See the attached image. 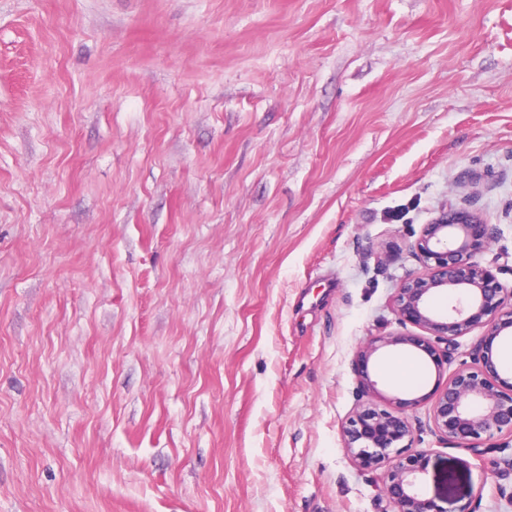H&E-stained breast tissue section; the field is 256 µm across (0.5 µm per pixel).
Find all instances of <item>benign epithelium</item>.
<instances>
[{
  "mask_svg": "<svg viewBox=\"0 0 512 512\" xmlns=\"http://www.w3.org/2000/svg\"><path fill=\"white\" fill-rule=\"evenodd\" d=\"M493 229L463 207L441 210L425 225L414 248L423 272L406 280L393 301L396 321L415 333L370 337L353 361L364 393L371 403L357 406L342 426L347 452L362 469L386 468L382 493L393 512H443L422 497L417 485L428 472L429 459L412 450L421 422L410 410L425 397H388L387 408L373 400L383 397L371 378L369 362L381 349L412 348L431 359L438 375L451 358L457 339L481 328L483 336L469 351L470 364L456 370L433 392L432 423L443 444L473 447L495 437H512V380H504L492 357L495 340L512 331V289L488 268L474 261L487 249ZM449 290L463 296L451 313L437 310L432 299Z\"/></svg>",
  "mask_w": 512,
  "mask_h": 512,
  "instance_id": "obj_1",
  "label": "benign epithelium"
}]
</instances>
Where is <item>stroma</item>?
<instances>
[{
  "mask_svg": "<svg viewBox=\"0 0 512 512\" xmlns=\"http://www.w3.org/2000/svg\"><path fill=\"white\" fill-rule=\"evenodd\" d=\"M451 205L511 288L512 0H0V512H391L352 359Z\"/></svg>",
  "mask_w": 512,
  "mask_h": 512,
  "instance_id": "35a3bbf8",
  "label": "stroma"
}]
</instances>
